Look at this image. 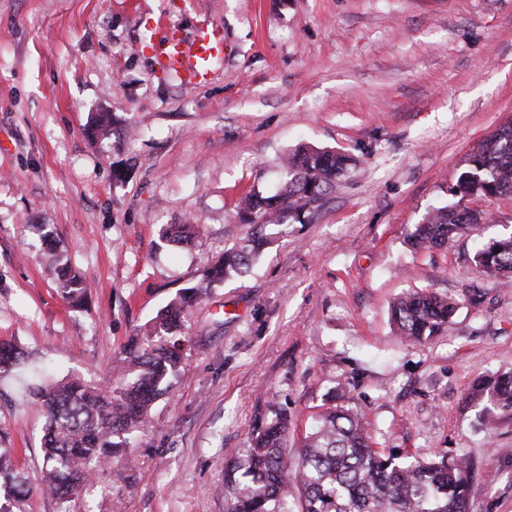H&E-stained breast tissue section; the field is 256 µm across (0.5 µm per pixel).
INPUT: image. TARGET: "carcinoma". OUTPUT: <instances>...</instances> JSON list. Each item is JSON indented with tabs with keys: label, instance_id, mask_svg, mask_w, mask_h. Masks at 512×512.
Masks as SVG:
<instances>
[{
	"label": "carcinoma",
	"instance_id": "carcinoma-1",
	"mask_svg": "<svg viewBox=\"0 0 512 512\" xmlns=\"http://www.w3.org/2000/svg\"><path fill=\"white\" fill-rule=\"evenodd\" d=\"M115 124L116 118L100 113L90 133L107 136ZM354 163L341 152L302 147L289 156L280 191L245 195L237 212L248 227L242 243L224 251L197 283L179 290L129 340L115 367L121 387L64 376L30 389L46 415L42 436L46 494L70 497L89 482L95 469L111 463L127 447L132 434L146 428L153 404L169 393L170 379L181 364L186 311L203 302L215 284L248 270L269 244L268 226L300 223L301 216L319 209ZM449 192L456 201L426 212L412 226L408 239L414 248L440 247L489 223V214L466 206L470 198L512 195V123L472 151ZM199 232L197 224H168L161 228L160 239L188 245ZM473 260L488 276L512 278V235L478 246ZM51 272L63 295L73 305H83L85 290L68 261L56 257ZM455 310L450 299L415 291L397 297L390 313L402 339L422 343L437 335ZM26 359L20 346L0 343V376ZM468 400L479 408L485 423L512 419V373L476 380ZM287 442L288 415L282 412H274V418L253 431L243 449L247 480L233 479L225 489L229 512H293L296 492L301 512H466L464 461L441 456L421 462L377 448L362 417L343 406L320 415L297 455H288ZM29 490V479L13 450L0 448V512H23Z\"/></svg>",
	"mask_w": 512,
	"mask_h": 512
}]
</instances>
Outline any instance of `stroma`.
I'll use <instances>...</instances> for the list:
<instances>
[{"mask_svg": "<svg viewBox=\"0 0 512 512\" xmlns=\"http://www.w3.org/2000/svg\"><path fill=\"white\" fill-rule=\"evenodd\" d=\"M224 30V60L186 85L156 57L167 28ZM98 112L120 118L92 140ZM512 120V0H0V341L59 375L107 383L130 336L239 243L251 191L275 193L302 146L356 160L304 223L270 227L245 274L191 309L168 395L121 460L66 502L28 512H227L224 484L271 406L299 445L332 402L360 411L379 447L471 467L469 512H512V420L483 426L467 401L512 371V278L473 263L512 233V196L475 197L491 223L428 251L409 225L451 203L471 150ZM201 224L193 243L166 224ZM51 229L84 308L46 274ZM455 299L423 344L393 332L397 295ZM0 377V429L30 477L39 402ZM200 232L199 224H168L161 228L160 239L174 246L188 245Z\"/></svg>", "mask_w": 512, "mask_h": 512, "instance_id": "obj_1", "label": "stroma"}]
</instances>
